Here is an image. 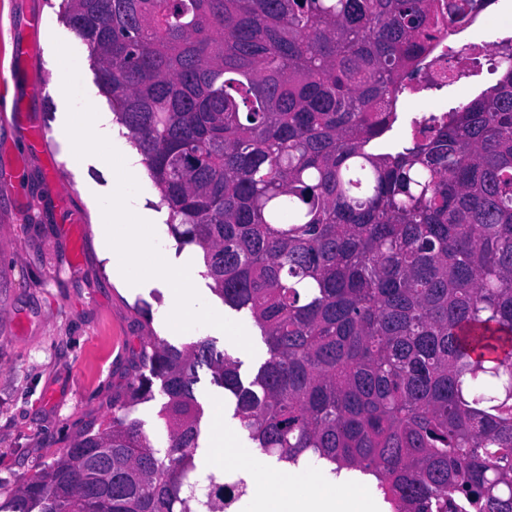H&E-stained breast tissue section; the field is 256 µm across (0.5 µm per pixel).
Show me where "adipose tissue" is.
I'll use <instances>...</instances> for the list:
<instances>
[{"mask_svg": "<svg viewBox=\"0 0 512 512\" xmlns=\"http://www.w3.org/2000/svg\"><path fill=\"white\" fill-rule=\"evenodd\" d=\"M231 460L238 466L256 470L263 485L262 493L251 500L248 512H354L350 503L327 484L314 478L298 483L295 477L256 465L244 451L230 458L222 450H212L204 457L202 467L217 472Z\"/></svg>", "mask_w": 512, "mask_h": 512, "instance_id": "ef3b65f1", "label": "adipose tissue"}]
</instances>
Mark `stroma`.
I'll return each mask as SVG.
<instances>
[{"mask_svg": "<svg viewBox=\"0 0 512 512\" xmlns=\"http://www.w3.org/2000/svg\"><path fill=\"white\" fill-rule=\"evenodd\" d=\"M65 0H0V109L23 103L25 112L0 123V478L21 484L45 463L66 451L83 430L98 427L112 415L113 398L124 395L138 373L149 338L182 345L206 337L240 364L250 382L267 357L261 332L246 312L226 306L213 294L200 252L179 249L167 212L157 209L158 190L143 178L133 205L147 210L157 240L173 265H190L201 298L224 317L243 324L255 347L247 353L215 328L174 332L166 323L171 288L146 281L132 289L111 282L100 241L98 199L112 191V171L95 156L76 159L69 139L58 131L67 116V101L56 88L62 68L55 60L54 39L80 44L65 20ZM42 13L40 32L46 56L41 65L28 58L13 72L5 51L29 41L31 18ZM43 76L44 96L30 93L34 77ZM454 88L426 89L400 96L398 120L377 142L385 152L409 139L414 121L431 112L460 106ZM48 132L47 151L30 145L32 125ZM59 172H51V163ZM81 216L79 241L67 228ZM196 397L203 408L201 447L230 431L236 447L253 444L234 418L223 389L200 371Z\"/></svg>", "mask_w": 512, "mask_h": 512, "instance_id": "1", "label": "stroma"}]
</instances>
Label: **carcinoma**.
Listing matches in <instances>:
<instances>
[{
  "label": "carcinoma",
  "instance_id": "1",
  "mask_svg": "<svg viewBox=\"0 0 512 512\" xmlns=\"http://www.w3.org/2000/svg\"><path fill=\"white\" fill-rule=\"evenodd\" d=\"M480 5L66 0L177 246L260 328L239 364L155 339L112 417L16 486L13 512H216L195 475L198 369L265 454L367 472L393 512H512V50L498 79L375 154L423 55ZM161 401L155 447L137 415Z\"/></svg>",
  "mask_w": 512,
  "mask_h": 512
}]
</instances>
